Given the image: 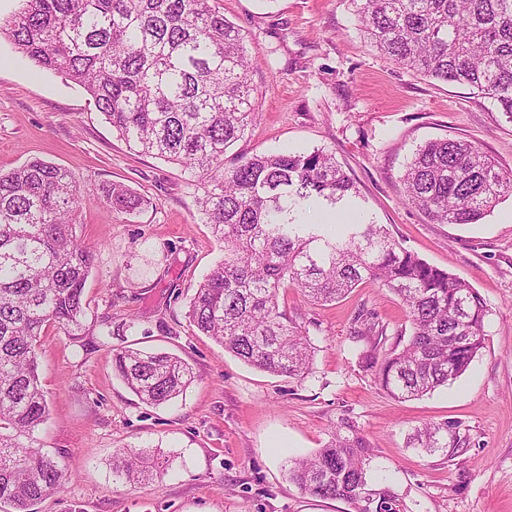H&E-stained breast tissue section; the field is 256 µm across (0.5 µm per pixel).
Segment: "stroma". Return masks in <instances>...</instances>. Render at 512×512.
<instances>
[{
	"instance_id": "stroma-1",
	"label": "stroma",
	"mask_w": 512,
	"mask_h": 512,
	"mask_svg": "<svg viewBox=\"0 0 512 512\" xmlns=\"http://www.w3.org/2000/svg\"><path fill=\"white\" fill-rule=\"evenodd\" d=\"M246 37L256 110L225 168L267 152L332 154L353 178L366 222L431 265L468 282L489 310L485 347L454 383L397 400L359 360L351 331L371 313L388 343L408 340L399 298L367 282L318 305L280 293L314 349L302 380L243 363L190 324L187 303L224 257L181 167L130 148L92 98L39 70L0 38V171L33 158L67 169L77 184H125L150 204L120 214L83 200L78 234L93 253L84 331L49 329L38 372L49 415L35 432L64 467L62 492L37 512H351L303 494L288 461L322 448L337 422L369 440L373 480L404 512H512V193L475 224H436L403 198L401 175L416 149L443 137L475 142L512 169V116L468 87L406 70L364 38L351 0H218ZM175 354L193 382L176 403H142L112 370L114 350ZM457 425L455 456L427 454L407 437L427 422ZM121 448H160L166 475L112 477Z\"/></svg>"
}]
</instances>
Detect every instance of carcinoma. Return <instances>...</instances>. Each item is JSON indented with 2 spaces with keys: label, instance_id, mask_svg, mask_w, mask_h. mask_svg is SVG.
<instances>
[{
  "label": "carcinoma",
  "instance_id": "obj_1",
  "mask_svg": "<svg viewBox=\"0 0 512 512\" xmlns=\"http://www.w3.org/2000/svg\"><path fill=\"white\" fill-rule=\"evenodd\" d=\"M19 2L0 19V37L83 87L129 146L181 166L203 189L198 204L224 260L189 301L198 332L252 367L301 380L311 374V346L280 311V290L293 286L322 303L372 281L400 298L412 325L406 344L387 353L373 319L354 331L366 344L360 359L388 394L421 397L465 373L484 348L488 316L469 283L379 224H348L331 237L301 221L311 200L334 210L357 195L335 157L263 153L224 170L225 151L254 115L251 60L213 0ZM353 3L361 31L387 58L465 85L512 117V0ZM402 181L405 201L437 224H475L512 192V174L463 137L420 146ZM95 193L121 214L148 204L121 184L80 187L42 160L0 173V505L10 512H34L66 481L35 437L49 414L37 348L51 327L81 335L92 255L77 236V213ZM112 369L151 405L171 402L192 379L180 358L134 348L113 353ZM409 443L450 457L464 445L446 422L415 428ZM162 458L159 448H124L113 454V477L158 478ZM288 479L353 512H403L398 494L371 480L367 443L344 419L314 455L289 461Z\"/></svg>",
  "mask_w": 512,
  "mask_h": 512
}]
</instances>
